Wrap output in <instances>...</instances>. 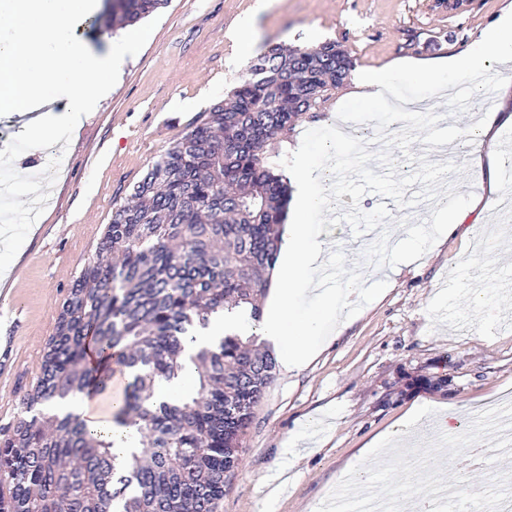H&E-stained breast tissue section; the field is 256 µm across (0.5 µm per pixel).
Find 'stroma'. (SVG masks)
<instances>
[{
  "mask_svg": "<svg viewBox=\"0 0 512 512\" xmlns=\"http://www.w3.org/2000/svg\"><path fill=\"white\" fill-rule=\"evenodd\" d=\"M254 0H169L141 51L119 73L117 84L82 117L64 154V171L51 192L61 206L31 226L12 261L17 297L0 305V336H15V366L0 371V426L13 423L19 399L35 383L53 336L63 298L95 257L112 213L172 143L202 113L223 100L249 68L238 61L229 34L250 14ZM504 0H274L255 16L259 44L308 47L310 32L338 41L356 68L379 67L401 57L433 59L469 49L497 16ZM501 68L489 64L467 77H448L452 91L434 95L429 80L395 76L392 102L420 100L438 114H458L463 126L480 127L496 111ZM512 127L498 139L459 141L450 162L465 166L448 174L458 193L479 190L482 175L472 157L494 158L499 185L512 184ZM386 204L390 242L404 239L405 223L426 221L419 207L365 194L341 198L342 210L365 212ZM472 233H455L422 258L383 267L390 283L369 295L364 279L351 296L333 335L321 336L319 352L296 374L276 369L243 442L234 473L224 485L219 512H316L346 473L367 454V445L400 430L418 406L425 412L403 440H430L433 409L445 405L467 430L475 408L512 395V238L482 240L480 228L497 223L504 208L484 194ZM331 239L356 246L355 256L329 260L330 285L342 291L353 262L375 241L371 231L332 227ZM487 302L473 306L475 293Z\"/></svg>",
  "mask_w": 512,
  "mask_h": 512,
  "instance_id": "obj_1",
  "label": "stroma"
}]
</instances>
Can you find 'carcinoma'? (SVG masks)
<instances>
[{
	"instance_id": "obj_1",
	"label": "carcinoma",
	"mask_w": 512,
	"mask_h": 512,
	"mask_svg": "<svg viewBox=\"0 0 512 512\" xmlns=\"http://www.w3.org/2000/svg\"><path fill=\"white\" fill-rule=\"evenodd\" d=\"M168 0H106L126 27ZM354 67L336 41L267 45L228 98L203 113L112 213L96 257L68 289L40 375L0 428V512H218L275 358L257 337L224 336L191 357L196 390L161 400L187 345L218 312L256 304L281 247L289 198L278 139ZM128 371L118 424L142 433L125 470L113 442L50 402L108 390Z\"/></svg>"
}]
</instances>
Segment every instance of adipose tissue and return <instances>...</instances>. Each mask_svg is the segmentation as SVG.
<instances>
[{"mask_svg":"<svg viewBox=\"0 0 512 512\" xmlns=\"http://www.w3.org/2000/svg\"><path fill=\"white\" fill-rule=\"evenodd\" d=\"M512 61V0L501 9L468 49L466 55H451L438 60H420L404 57L392 60L380 68L362 72L355 81L354 97L364 104L382 103L394 74L435 79V92L445 95L444 73L478 72L489 62ZM296 179L298 192L292 198L285 223V259L277 274L275 303L261 323L237 315H212L206 329L200 330L197 343L213 345L227 333H245L259 328L262 340L280 345L283 353L280 363L291 371L306 364L315 353L314 337L332 332L343 301L335 289L324 287L323 257L334 248L333 243L315 240L309 230L313 221L327 208L329 188L323 170L308 162H301ZM316 291V309L303 320H296L293 294L297 289ZM123 405V397L113 392L102 394L80 393L50 403L51 412L71 414L82 420L89 429L104 432L114 440L113 453L117 466H125L132 453L140 446L142 437L133 427L116 425L112 416Z\"/></svg>","mask_w":512,"mask_h":512,"instance_id":"adipose-tissue-1","label":"adipose tissue"}]
</instances>
